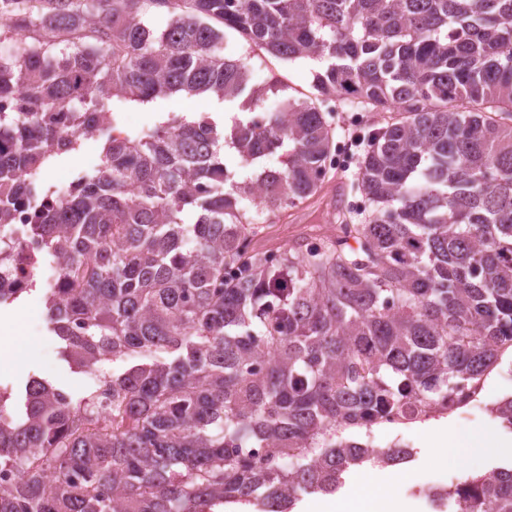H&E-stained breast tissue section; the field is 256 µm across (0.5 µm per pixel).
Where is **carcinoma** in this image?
I'll list each match as a JSON object with an SVG mask.
<instances>
[{"label": "carcinoma", "mask_w": 512, "mask_h": 512, "mask_svg": "<svg viewBox=\"0 0 512 512\" xmlns=\"http://www.w3.org/2000/svg\"><path fill=\"white\" fill-rule=\"evenodd\" d=\"M13 4L0 99L20 110L0 115V226L79 152L63 124L74 113L103 140L101 168L33 228L64 259L49 330L74 370L125 367L76 403L34 374L22 404L0 397V469L16 476L0 512H291L352 465L404 460L346 430L445 402L512 347V0ZM158 12L161 29L148 25ZM218 23L282 60L324 63L314 98L250 85ZM82 32L91 43L67 39ZM176 95L241 115L226 127L164 112ZM332 98L388 114L358 161L359 248L312 226L274 262L242 252L252 210L320 189ZM135 105L160 112L154 127L114 136L104 116ZM226 144L250 175L234 179ZM275 153L281 167L264 166ZM100 418L112 431L86 427ZM452 498L458 512H512V465L463 478Z\"/></svg>", "instance_id": "1"}]
</instances>
